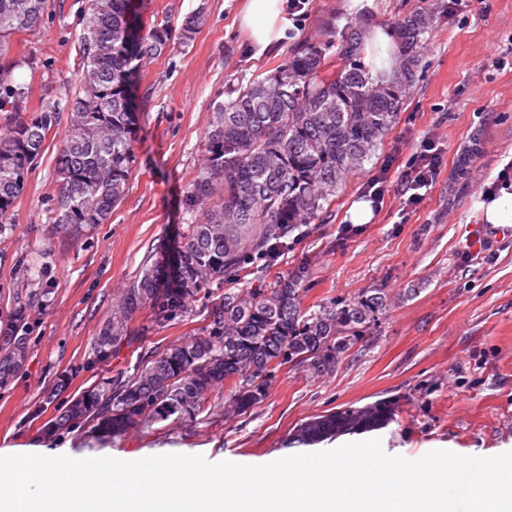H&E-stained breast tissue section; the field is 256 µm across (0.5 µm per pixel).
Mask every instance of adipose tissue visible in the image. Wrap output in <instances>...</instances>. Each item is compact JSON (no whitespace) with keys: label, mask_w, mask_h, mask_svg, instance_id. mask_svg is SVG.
Masks as SVG:
<instances>
[{"label":"adipose tissue","mask_w":512,"mask_h":512,"mask_svg":"<svg viewBox=\"0 0 512 512\" xmlns=\"http://www.w3.org/2000/svg\"><path fill=\"white\" fill-rule=\"evenodd\" d=\"M240 24L248 32L252 48L260 53L287 40L292 28L286 0H248ZM363 47L366 63L372 64L374 70L383 71L385 76H392V63L401 50L392 30L368 26Z\"/></svg>","instance_id":"ef3b65f1"}]
</instances>
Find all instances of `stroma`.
I'll list each match as a JSON object with an SVG mask.
<instances>
[{"instance_id":"stroma-1","label":"stroma","mask_w":512,"mask_h":512,"mask_svg":"<svg viewBox=\"0 0 512 512\" xmlns=\"http://www.w3.org/2000/svg\"><path fill=\"white\" fill-rule=\"evenodd\" d=\"M144 22L170 21L205 6L206 21L188 43L173 42L144 60L135 78L138 125L135 164L123 200L104 224L81 231L56 224L50 195L55 157L65 129L56 127L0 232V327L23 312L26 361L0 383V450L52 451L75 459L136 461L180 453L212 462L262 465L292 455L289 433L326 411L396 399V422L376 431L391 455L418 459L433 450L492 457L512 451V234L484 224L483 202L501 188L497 177L512 161V0H391L373 16L390 26L418 6L437 7L426 49L427 68L383 144L304 235L276 272L309 263L305 306L369 288L392 305L374 335L364 338L317 382L282 367L267 399L243 416L224 413V393L196 419L133 428L101 445L82 428L45 439L44 425L71 396L104 377L129 375L144 353L203 334L206 303L185 316L156 323L149 311L128 324L132 345L110 362H93V344L123 290L140 274L158 243L176 247L191 216L186 190L201 164L213 107L229 85L280 64L298 42L361 28L342 0H310L298 29L273 50L253 55L238 23L242 0H134ZM87 0H48L41 25L15 32L8 57L28 89V111L66 102L80 75L79 34ZM442 147V171L417 210L401 213L395 195L405 162L418 142ZM466 186L456 166L472 139ZM392 190L371 222L349 235L340 227L366 197L374 176ZM483 224L484 259L462 257L470 227ZM276 272L267 273L274 280ZM69 382L54 385L60 376Z\"/></svg>"}]
</instances>
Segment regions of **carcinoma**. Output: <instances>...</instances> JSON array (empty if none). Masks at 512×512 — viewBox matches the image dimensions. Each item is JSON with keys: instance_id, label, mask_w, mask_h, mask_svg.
Segmentation results:
<instances>
[{"instance_id": "1", "label": "carcinoma", "mask_w": 512, "mask_h": 512, "mask_svg": "<svg viewBox=\"0 0 512 512\" xmlns=\"http://www.w3.org/2000/svg\"><path fill=\"white\" fill-rule=\"evenodd\" d=\"M47 0H0V112L13 118L0 134V226L7 223L48 134L67 112L56 157V224L79 229L107 222L123 198L135 163L137 112L132 84L136 62L159 57L176 39L192 41L204 7L180 28L152 23L133 43L125 39L130 0H89L80 34L81 73L73 98L25 112L28 88L6 58L7 39L38 25ZM434 23L416 7L395 22L403 53L390 82L372 78L360 54V33L343 36L341 64L329 70L326 51L336 41L296 45L270 73L232 85L217 103L204 138L203 162L186 192L202 219L187 225L175 251V272L160 275L154 262L125 289L112 320L94 341L95 361L106 363L124 345L127 321L148 309L156 323L183 316L191 302L211 303L204 334L144 354L133 374L105 378L71 398L49 422L47 434L91 426L100 443L136 427L178 423L208 409L210 393L224 388V413L244 415L269 395L275 373L288 365L309 382L333 373L370 333L390 301L367 290L304 306L309 268L280 273L269 287H253L302 227L327 212L351 174L382 143L412 85L423 76V56ZM241 283L216 296L212 285ZM20 325L0 329V383L16 373L26 350ZM398 405L381 399L347 406L299 424L290 443L312 446L345 435L380 430Z\"/></svg>"}]
</instances>
